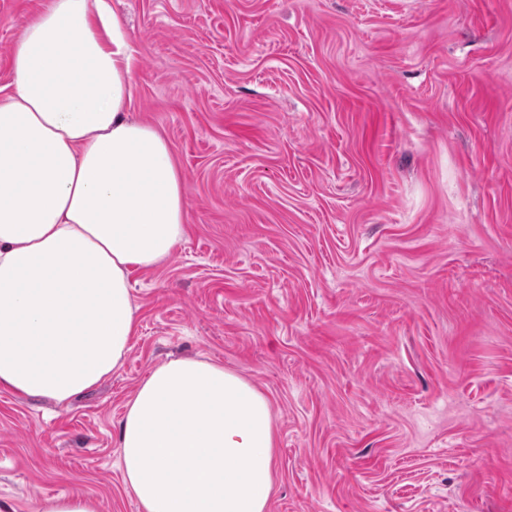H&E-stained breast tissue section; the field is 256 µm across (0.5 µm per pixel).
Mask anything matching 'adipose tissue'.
<instances>
[{
	"label": "adipose tissue",
	"instance_id": "obj_1",
	"mask_svg": "<svg viewBox=\"0 0 512 512\" xmlns=\"http://www.w3.org/2000/svg\"><path fill=\"white\" fill-rule=\"evenodd\" d=\"M0 101V387L56 404L99 385L131 349L132 271L186 234L169 141L128 116L132 51L109 0H51L13 46ZM125 487L141 512H267V398L223 365L153 369L121 421Z\"/></svg>",
	"mask_w": 512,
	"mask_h": 512
}]
</instances>
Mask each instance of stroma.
I'll use <instances>...</instances> for the list:
<instances>
[{"label": "stroma", "mask_w": 512, "mask_h": 512, "mask_svg": "<svg viewBox=\"0 0 512 512\" xmlns=\"http://www.w3.org/2000/svg\"><path fill=\"white\" fill-rule=\"evenodd\" d=\"M49 2L0 0L1 99ZM112 7L188 231L132 274L116 372L65 408L0 389V501L140 512L125 406L190 357L268 399V512H512V0ZM36 512H99L97 500L85 496L59 495L40 501Z\"/></svg>", "instance_id": "stroma-1"}]
</instances>
